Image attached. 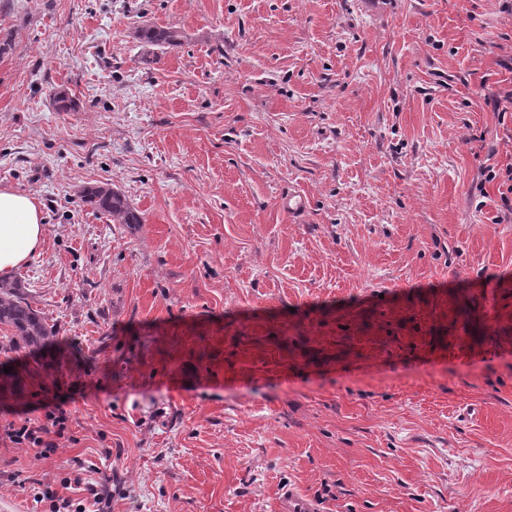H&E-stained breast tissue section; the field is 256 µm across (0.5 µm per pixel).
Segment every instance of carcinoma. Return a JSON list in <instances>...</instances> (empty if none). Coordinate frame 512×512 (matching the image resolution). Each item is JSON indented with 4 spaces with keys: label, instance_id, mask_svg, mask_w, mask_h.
I'll return each instance as SVG.
<instances>
[{
    "label": "carcinoma",
    "instance_id": "cac0c4a2",
    "mask_svg": "<svg viewBox=\"0 0 512 512\" xmlns=\"http://www.w3.org/2000/svg\"><path fill=\"white\" fill-rule=\"evenodd\" d=\"M183 34L172 27L143 25L137 28V38L148 48H168L180 44ZM81 201L92 211L106 216L114 224H140L142 218L126 196L109 184L87 186L81 192ZM14 330L8 343L0 351H42L53 344L59 335L57 326L48 322L42 311L33 306L21 292V281L0 279V327ZM21 378L15 373H4L0 366V392L13 394L20 387Z\"/></svg>",
    "mask_w": 512,
    "mask_h": 512
}]
</instances>
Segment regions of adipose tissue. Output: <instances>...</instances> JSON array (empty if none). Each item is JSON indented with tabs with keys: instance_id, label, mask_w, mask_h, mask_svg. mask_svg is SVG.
Here are the masks:
<instances>
[{
	"instance_id": "adipose-tissue-1",
	"label": "adipose tissue",
	"mask_w": 512,
	"mask_h": 512,
	"mask_svg": "<svg viewBox=\"0 0 512 512\" xmlns=\"http://www.w3.org/2000/svg\"><path fill=\"white\" fill-rule=\"evenodd\" d=\"M46 226L31 195L0 188V273L28 262L41 250Z\"/></svg>"
}]
</instances>
